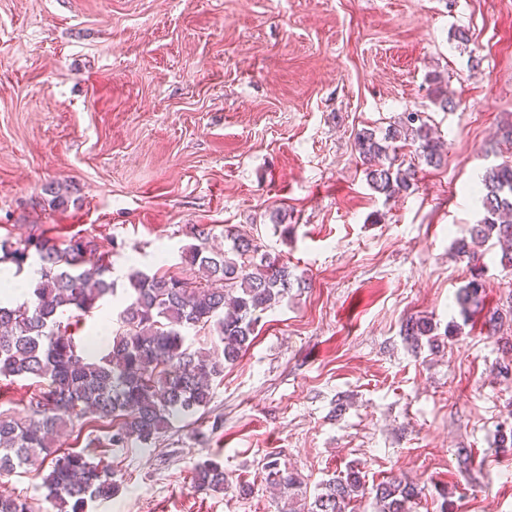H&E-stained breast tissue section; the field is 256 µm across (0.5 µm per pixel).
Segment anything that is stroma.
I'll list each match as a JSON object with an SVG mask.
<instances>
[{
	"mask_svg": "<svg viewBox=\"0 0 512 512\" xmlns=\"http://www.w3.org/2000/svg\"><path fill=\"white\" fill-rule=\"evenodd\" d=\"M412 111L445 162L419 165L414 191L374 193L355 137ZM509 120L512 0H0V239L111 251L116 294L81 317L80 342L122 309L127 257L189 276L198 225L217 244L246 233L306 282L264 313L205 413L153 450H113L121 490L89 512H286L269 456L309 501L355 469L413 481L415 512H512V384L492 370L512 360V320L492 336L483 314L463 320L472 270L449 253L483 216L468 183L512 157ZM482 250L485 312L511 308L512 268ZM412 316L435 344L405 342ZM207 458L227 491L194 489ZM433 325L427 317H409L406 319L402 332L407 343L414 349L418 348L421 336H435ZM263 469L266 472V480L269 484L280 490H292L301 484L298 474L281 469L280 462L273 456L266 458Z\"/></svg>",
	"mask_w": 512,
	"mask_h": 512,
	"instance_id": "stroma-1",
	"label": "stroma"
}]
</instances>
